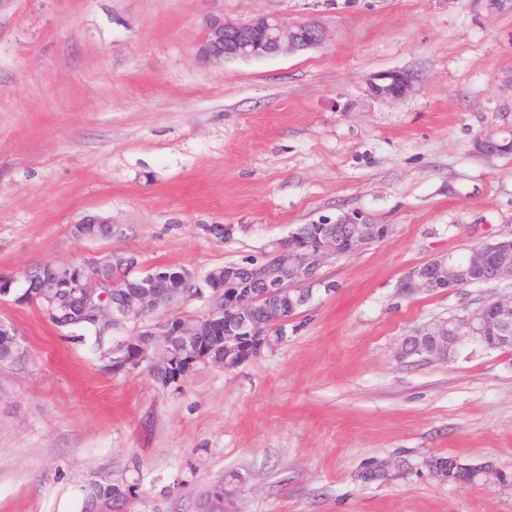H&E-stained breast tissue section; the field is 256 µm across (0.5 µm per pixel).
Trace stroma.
Masks as SVG:
<instances>
[{
    "instance_id": "obj_1",
    "label": "stroma",
    "mask_w": 512,
    "mask_h": 512,
    "mask_svg": "<svg viewBox=\"0 0 512 512\" xmlns=\"http://www.w3.org/2000/svg\"><path fill=\"white\" fill-rule=\"evenodd\" d=\"M309 18L318 47L202 63L214 15ZM411 92L375 98L383 71ZM512 0H0V512H82L132 487L122 512H198L243 478L235 512H512V351L398 359L410 332L512 294V281L406 294L402 277L512 236ZM384 239L324 260L285 338L233 369L164 383L120 371L118 342L202 316V280L261 265L306 224L347 215ZM108 219L112 234L76 237ZM132 253L194 289L103 339L17 302L26 271ZM491 464L505 482H448L431 457ZM369 470L380 479L363 481ZM371 85L372 93L382 100L404 98L413 87V77L404 70H389L380 73ZM510 138H501L497 132H488L477 138L475 148L484 156H498L503 154V148L507 146ZM132 488L129 486L123 487L120 485H109L100 488L97 493L92 496L87 504H93L97 508V512H112V509L118 503H122L127 499L128 493H131Z\"/></svg>"
}]
</instances>
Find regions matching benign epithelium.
Wrapping results in <instances>:
<instances>
[{
	"instance_id": "obj_1",
	"label": "benign epithelium",
	"mask_w": 512,
	"mask_h": 512,
	"mask_svg": "<svg viewBox=\"0 0 512 512\" xmlns=\"http://www.w3.org/2000/svg\"><path fill=\"white\" fill-rule=\"evenodd\" d=\"M323 29L308 19L288 21L275 16L260 15L245 21H228L212 16L206 22L196 54L205 63L239 59H256L283 53L307 50L322 44ZM413 87V77L404 70L380 73L371 85L372 93L382 100L404 98ZM508 138L496 132L479 136L475 143L478 153L497 156L503 153ZM105 220L90 217L72 226L75 236L95 238L92 228ZM388 227L369 224L346 216L338 224H319L299 228L288 240V250L278 249L272 262L259 266L234 265L207 275V286L218 293L228 292L229 305L213 304L195 323L180 317L168 319L158 333L148 339L138 337L124 343L119 357L112 360V370L138 365L152 357L165 369L170 366V343L177 342L186 367L198 360L210 361L226 368L241 362L240 347L246 341H257L274 347L283 331L257 316L258 303L288 299L295 310L305 306L312 297L321 261L330 256L351 252L380 240ZM137 259L132 254H91L83 261L84 270L73 264H58L54 274L44 275L37 267L26 274L28 288L24 300H36L46 310L55 325L66 327L83 322L99 321L114 324L145 318L162 301L147 287L150 280L168 277L170 272L157 270L137 281V289L122 291L126 282L112 276L115 267L134 268ZM489 280L512 281V238L484 243L471 249L464 257L448 254L412 268L402 279L400 288L414 294L444 289L451 291L463 285ZM448 328L424 327L418 336L425 341L402 343L397 356L435 360L452 356L465 342H477L492 349L512 348V294L491 299L462 315L447 319ZM216 349L207 357H198L201 342ZM455 467L468 472L470 484L488 486V474L479 466L454 461Z\"/></svg>"
}]
</instances>
